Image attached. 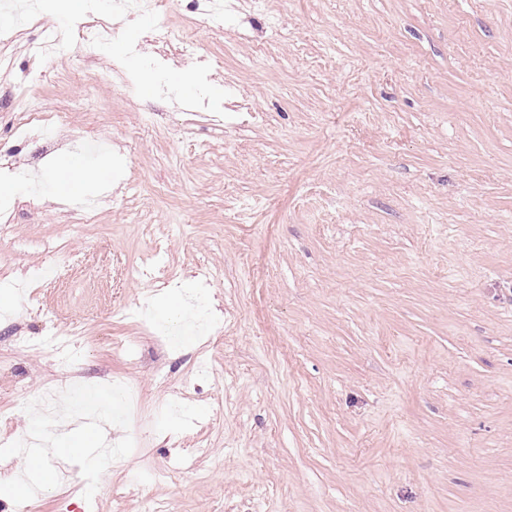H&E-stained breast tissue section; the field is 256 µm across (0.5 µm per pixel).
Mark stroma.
<instances>
[{"label": "stroma", "mask_w": 512, "mask_h": 512, "mask_svg": "<svg viewBox=\"0 0 512 512\" xmlns=\"http://www.w3.org/2000/svg\"><path fill=\"white\" fill-rule=\"evenodd\" d=\"M248 2L194 57L130 24L108 83L0 10V170L34 187L0 222V409L139 393L140 448L36 512H512V0ZM34 73L63 131L17 133ZM65 154L90 195L37 192ZM188 284L220 316L162 336Z\"/></svg>", "instance_id": "obj_1"}]
</instances>
